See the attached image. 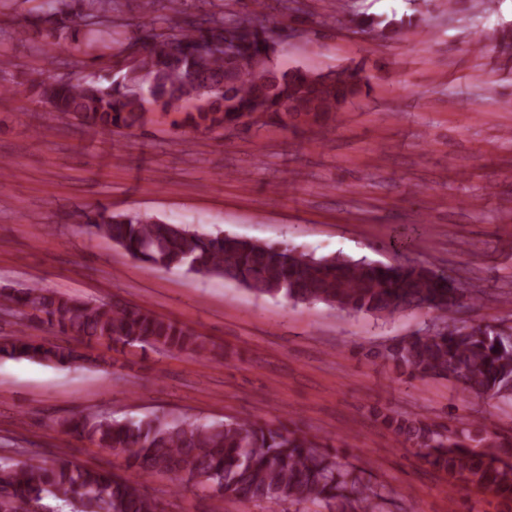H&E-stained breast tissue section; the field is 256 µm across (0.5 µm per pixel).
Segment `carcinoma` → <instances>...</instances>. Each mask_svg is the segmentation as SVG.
<instances>
[{
    "label": "carcinoma",
    "instance_id": "obj_1",
    "mask_svg": "<svg viewBox=\"0 0 512 512\" xmlns=\"http://www.w3.org/2000/svg\"><path fill=\"white\" fill-rule=\"evenodd\" d=\"M48 9L31 24L50 25L59 38L94 31L112 13V0H45ZM143 41L136 64L116 77L72 78L47 69L34 81L38 97L60 118L86 129L121 133L140 127L151 112H181L192 130L232 126H292L300 116L320 123L360 95L358 71L338 68L314 74L294 69L268 83L267 100L256 103L253 64L274 54L278 42L255 13L228 19L208 12L175 29L158 19L139 24ZM85 230L105 237L157 270L182 268L201 278L232 280L261 297L323 303L347 313L380 318L427 308L447 325L402 337L381 353L399 375L444 379L476 401L512 402V331L486 324L466 330L449 326L463 298L448 275L420 264L381 266L338 254H294L283 245L236 236H207L182 224L142 214L127 216L98 207L85 214ZM0 311L42 318L61 333L207 357L213 346L193 329L118 302H96L37 284L0 291ZM0 358L46 364L73 363L69 346L40 342L19 329L0 339ZM376 419L402 445L448 483L512 512V433L472 420L440 424L426 417L374 410ZM62 432L103 450L126 454L142 475L166 473L225 498H244L290 512H388L390 492L361 466L341 460L332 439L284 423L236 419L200 422L167 414L119 421L85 414L59 421ZM80 512H162L140 485L111 472L78 465L60 454L31 457L20 466L0 461V512H54L47 500Z\"/></svg>",
    "mask_w": 512,
    "mask_h": 512
}]
</instances>
